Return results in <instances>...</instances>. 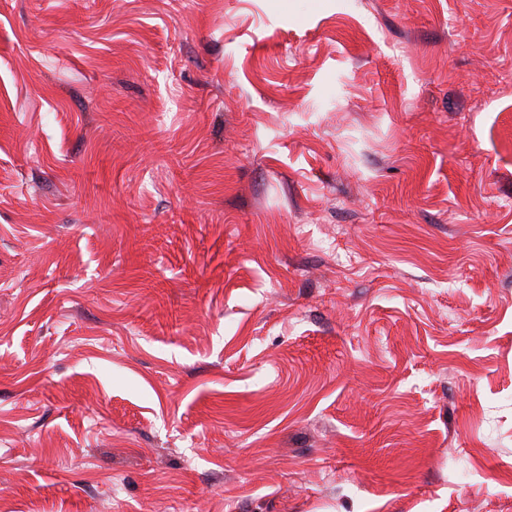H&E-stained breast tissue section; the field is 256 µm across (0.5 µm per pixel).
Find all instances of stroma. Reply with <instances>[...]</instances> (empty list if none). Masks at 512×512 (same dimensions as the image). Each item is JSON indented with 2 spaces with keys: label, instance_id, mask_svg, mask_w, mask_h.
Listing matches in <instances>:
<instances>
[{
  "label": "stroma",
  "instance_id": "1",
  "mask_svg": "<svg viewBox=\"0 0 512 512\" xmlns=\"http://www.w3.org/2000/svg\"><path fill=\"white\" fill-rule=\"evenodd\" d=\"M0 512H512V0H0Z\"/></svg>",
  "mask_w": 512,
  "mask_h": 512
}]
</instances>
